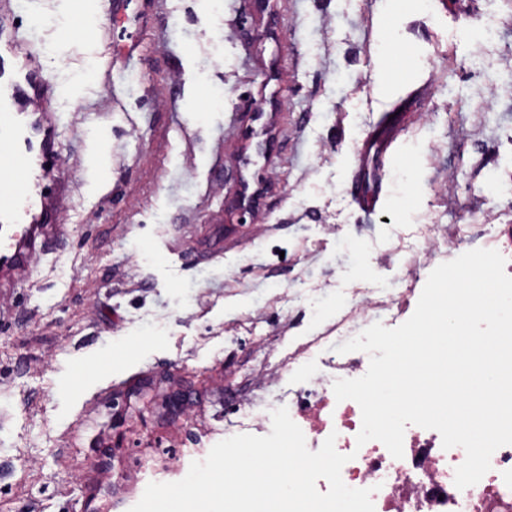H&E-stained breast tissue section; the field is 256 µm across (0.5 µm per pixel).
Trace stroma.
Returning a JSON list of instances; mask_svg holds the SVG:
<instances>
[{
    "instance_id": "obj_1",
    "label": "stroma",
    "mask_w": 512,
    "mask_h": 512,
    "mask_svg": "<svg viewBox=\"0 0 512 512\" xmlns=\"http://www.w3.org/2000/svg\"><path fill=\"white\" fill-rule=\"evenodd\" d=\"M0 78L47 158V241L0 272V512L184 478L339 360L363 275L416 304V225L512 265V0H0ZM397 105L369 222L355 153Z\"/></svg>"
}]
</instances>
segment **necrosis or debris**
<instances>
[{"label":"necrosis or debris","mask_w":512,"mask_h":512,"mask_svg":"<svg viewBox=\"0 0 512 512\" xmlns=\"http://www.w3.org/2000/svg\"><path fill=\"white\" fill-rule=\"evenodd\" d=\"M368 366L365 357L337 364L289 403L288 412L303 431L308 449L318 450L327 437H334L336 450L348 458L341 471L343 482L372 489L375 512H512V445L498 448L490 470L462 490L454 476L465 452L444 449L435 430L407 426L400 459L376 440L357 445L361 409L355 401H337L333 383L339 377H361Z\"/></svg>","instance_id":"obj_1"}]
</instances>
